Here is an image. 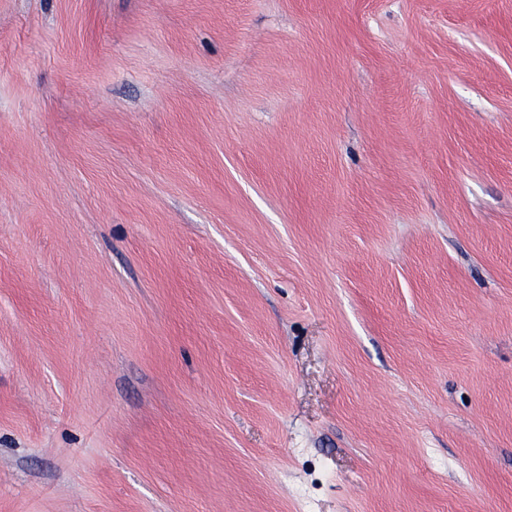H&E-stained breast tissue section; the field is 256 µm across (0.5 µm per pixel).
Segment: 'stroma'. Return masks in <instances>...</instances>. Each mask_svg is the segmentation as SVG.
Wrapping results in <instances>:
<instances>
[{"mask_svg": "<svg viewBox=\"0 0 512 512\" xmlns=\"http://www.w3.org/2000/svg\"><path fill=\"white\" fill-rule=\"evenodd\" d=\"M0 512H512V0H0Z\"/></svg>", "mask_w": 512, "mask_h": 512, "instance_id": "35a3bbf8", "label": "stroma"}]
</instances>
